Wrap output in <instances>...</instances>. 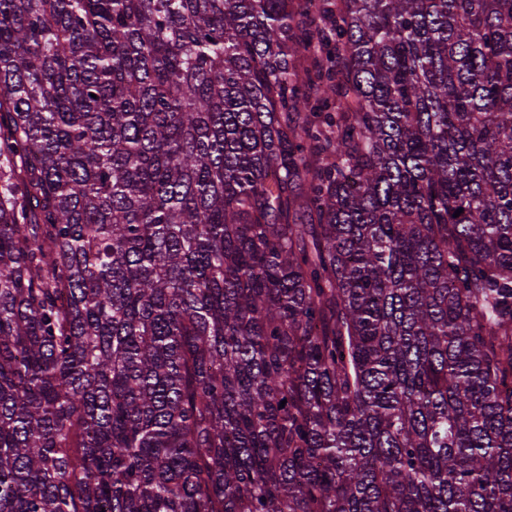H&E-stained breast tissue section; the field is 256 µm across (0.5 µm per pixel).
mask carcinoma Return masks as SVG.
<instances>
[{"instance_id":"cac0c4a2","label":"carcinoma","mask_w":512,"mask_h":512,"mask_svg":"<svg viewBox=\"0 0 512 512\" xmlns=\"http://www.w3.org/2000/svg\"><path fill=\"white\" fill-rule=\"evenodd\" d=\"M0 512H512V0H0Z\"/></svg>"}]
</instances>
